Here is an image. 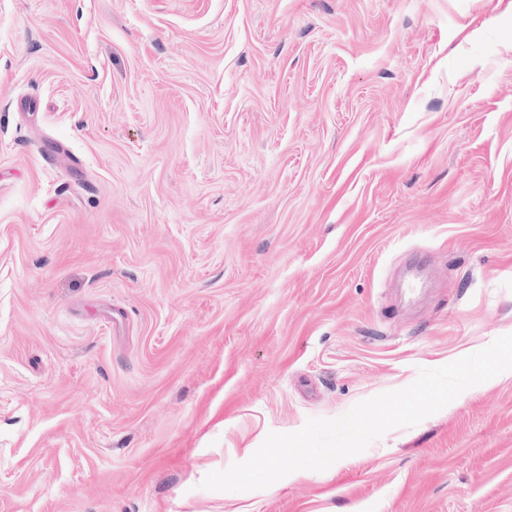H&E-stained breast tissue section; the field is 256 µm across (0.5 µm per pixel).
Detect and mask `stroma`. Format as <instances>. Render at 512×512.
<instances>
[{
  "instance_id": "1",
  "label": "stroma",
  "mask_w": 512,
  "mask_h": 512,
  "mask_svg": "<svg viewBox=\"0 0 512 512\" xmlns=\"http://www.w3.org/2000/svg\"><path fill=\"white\" fill-rule=\"evenodd\" d=\"M511 2L0 0V512H512V371L201 486L512 334Z\"/></svg>"
}]
</instances>
